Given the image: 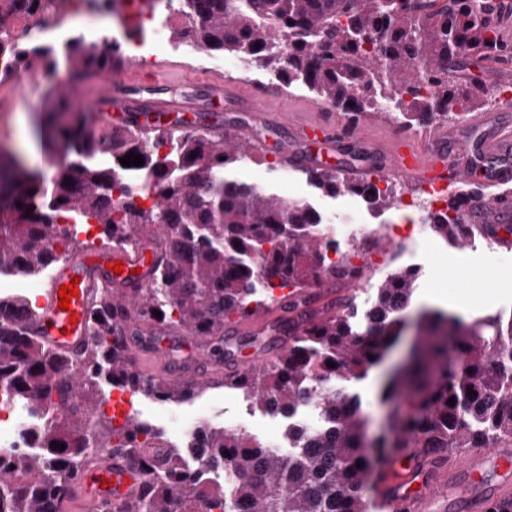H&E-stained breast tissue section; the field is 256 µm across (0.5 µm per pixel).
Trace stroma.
<instances>
[{
    "mask_svg": "<svg viewBox=\"0 0 512 512\" xmlns=\"http://www.w3.org/2000/svg\"><path fill=\"white\" fill-rule=\"evenodd\" d=\"M169 22H161L157 33H144L138 50L140 56H153L156 61L180 65L184 78L182 92L204 95L211 79L230 76L242 81L244 86L267 84L273 77L267 72L250 69L246 64L229 67V55L202 53L186 44L169 38ZM164 40L162 49L150 48L153 35ZM55 94V86L46 81L35 85L29 103L0 112V149L15 152L23 144L25 133L34 126V116ZM233 179L264 188L282 199L308 203L323 216L334 220L363 219L368 227L399 223L401 218L416 222L420 205L441 207L442 198L395 180L400 205L385 212L377 210L363 197L342 191L329 197L318 190L305 171H288L259 159L247 158L232 172ZM402 265L414 274L412 310L431 307L432 292H439L448 300L470 298L480 300L479 315L504 312L512 313V288L504 289V278H512V247L492 243L479 234H472L463 242L454 244L441 239L430 231H423L417 238L403 242L400 256ZM412 330H405L403 344L390 350L373 375L349 383L348 391L359 394L367 419V432L376 435L385 423L388 411L379 398V391L386 373L402 357L405 341L411 340ZM136 418L150 424L162 438L172 444H182V424L190 419L207 421L216 426L237 424L253 438L268 445L288 442V421L280 416L266 414L260 409H249L239 390L219 385L217 378L199 387L195 395L183 401H157L141 398Z\"/></svg>",
    "mask_w": 512,
    "mask_h": 512,
    "instance_id": "35a3bbf8",
    "label": "stroma"
}]
</instances>
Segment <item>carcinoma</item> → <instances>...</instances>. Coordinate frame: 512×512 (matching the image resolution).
Here are the masks:
<instances>
[{
    "mask_svg": "<svg viewBox=\"0 0 512 512\" xmlns=\"http://www.w3.org/2000/svg\"><path fill=\"white\" fill-rule=\"evenodd\" d=\"M75 0H0V75L35 70L58 81L87 69L110 73L122 60L119 47L82 38L32 47L13 30L20 16L63 20ZM183 16L172 38L195 49L235 54L249 67L272 74L284 87L303 85L352 119L385 115L403 126L462 121L492 94V83L459 84L449 68L463 59L495 63L512 59V38L473 0H168ZM260 47H255V44ZM54 114L44 128L48 142L76 156L44 187L42 174L16 159H0V270L29 273L70 252L82 220L102 226L97 247L107 249L162 228L169 261L156 269L133 302L122 289L102 288L92 311L93 334L78 360L55 353L26 334L28 302L0 298V384L12 401L44 420L37 447L0 453V512H59L83 472L109 448L144 477L135 512H367L364 489L371 470L400 448L427 457L457 448L512 447V315L469 321L462 314L424 310L401 365L387 380L390 402L385 431L371 439L358 398L336 387L367 376L404 328L414 272L402 267L378 288L361 328L349 313L308 314V326L288 335V348L260 367L224 376V387L243 392L249 408L291 420L284 455L251 438L209 423L199 440L170 444L150 425L127 418L114 425L89 418L99 406L101 381L162 401L190 398L195 389L137 370L115 317L131 310L159 330L188 328L217 336L224 324L250 313L256 285L295 292L323 281H348L358 272L353 255L336 272L315 210L285 201L226 175L245 154L228 130L91 128L88 113L64 95L44 108ZM140 154L144 164L119 159ZM110 159L108 167L89 163ZM143 174L155 191L151 205L135 199L128 173ZM317 188L367 196L379 209L396 206L393 186L341 179L334 165L309 171ZM428 213L430 230L462 240L463 198ZM33 211H28V208ZM73 222L64 233L58 224ZM368 249L398 261L386 237L373 231ZM161 312L157 317L155 312ZM112 334V341L102 335ZM334 367L327 366V363ZM455 398L449 405V398ZM314 405L320 423L292 421ZM65 445L60 450L56 445ZM203 453L187 456L191 449ZM362 466H357V462Z\"/></svg>",
    "mask_w": 512,
    "mask_h": 512,
    "instance_id": "carcinoma-1",
    "label": "carcinoma"
}]
</instances>
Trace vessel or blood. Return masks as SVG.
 Masks as SVG:
<instances>
[{"instance_id": "b4317fda", "label": "vessel or blood", "mask_w": 512, "mask_h": 512, "mask_svg": "<svg viewBox=\"0 0 512 512\" xmlns=\"http://www.w3.org/2000/svg\"><path fill=\"white\" fill-rule=\"evenodd\" d=\"M173 72L160 65L148 77L138 71L117 78L93 72L83 80L82 99L95 122L111 128L136 126L140 130L170 128L174 116L198 111L200 107L234 110L245 105L258 123L285 128L291 139L280 154L289 169L318 165L319 152L345 151L355 144L365 159H350L340 167L360 181L396 177L425 191H444L459 183H479L493 188L492 196L471 195L464 203L466 222L512 223V105L475 114L465 130L448 127L419 135L406 133L384 142L372 140L366 124L350 127L336 113L313 100L301 101L300 111L278 112L272 105L286 101L277 88H252L246 102L237 98L238 82L231 77L217 78L207 85L205 101L171 93ZM146 79L153 87L148 96V114L133 120L135 97L132 85ZM153 229L130 247L115 246L105 251L88 250L57 262L49 286L36 310L26 322L27 332L47 348L62 355L78 357L91 339L89 319L99 285L111 281L135 299L147 285L150 272L164 264L167 256ZM123 263L114 273L115 263ZM76 283L79 294L70 309L59 307V289ZM335 303L333 291L313 288L280 294L265 310L225 326L228 336H268L279 348H287L289 330H303L307 312L327 309ZM177 340L187 345L185 354L176 356L154 344L134 350L138 370L166 380L201 385L214 374V356L205 341L188 330H180ZM399 463L388 465L380 479V512H491L495 504L512 500V448H475L448 460H432L417 449L403 448ZM142 477L121 456L106 459L82 475L73 494L64 501L63 512H116L132 506L142 487Z\"/></svg>"}]
</instances>
